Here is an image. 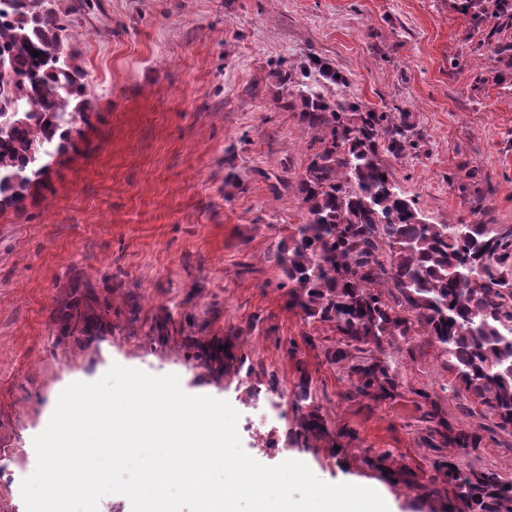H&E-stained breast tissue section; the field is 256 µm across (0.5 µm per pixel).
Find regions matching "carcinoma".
<instances>
[{
  "instance_id": "obj_1",
  "label": "carcinoma",
  "mask_w": 512,
  "mask_h": 512,
  "mask_svg": "<svg viewBox=\"0 0 512 512\" xmlns=\"http://www.w3.org/2000/svg\"><path fill=\"white\" fill-rule=\"evenodd\" d=\"M69 22L52 0H0V210H21L44 183L54 157L75 147L87 122L88 89L69 50ZM37 55H32V51ZM304 80L281 77L300 120L324 131L296 185L303 222L277 245L275 261L304 319L330 323L339 338L327 358L375 399L402 386L398 342L427 336L453 375L470 417L496 419L512 433V226L432 224L404 196L382 155L402 159L416 146L409 114L389 123L343 94L347 80L312 59ZM336 85L323 96L322 81ZM107 302L92 289L61 302L65 336H90L106 325ZM304 435L324 432L319 407L302 383ZM462 453L480 436L448 430ZM456 505L431 512H512V478L444 462Z\"/></svg>"
}]
</instances>
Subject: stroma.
Listing matches in <instances>:
<instances>
[{"instance_id": "35a3bbf8", "label": "stroma", "mask_w": 512, "mask_h": 512, "mask_svg": "<svg viewBox=\"0 0 512 512\" xmlns=\"http://www.w3.org/2000/svg\"><path fill=\"white\" fill-rule=\"evenodd\" d=\"M55 2L71 22L89 122L24 209L0 211V451L19 459L0 478V512H26L33 439L60 393L115 363L228 401L258 462L295 459L329 484L374 485L392 512H418V486L447 489L437 461L512 475V435L463 414L427 337L399 353L397 396L352 395L325 356L335 328L289 306L274 258L302 220L294 182L316 136L281 108L275 74L312 56L347 78L363 109L411 113L416 149L385 163L430 223L512 225V21L474 17L466 0ZM77 280L111 304L109 326L79 341L55 315ZM222 339L246 370L201 366V349ZM303 378L325 437L298 434ZM422 389L453 428L481 432L479 447H428Z\"/></svg>"}]
</instances>
